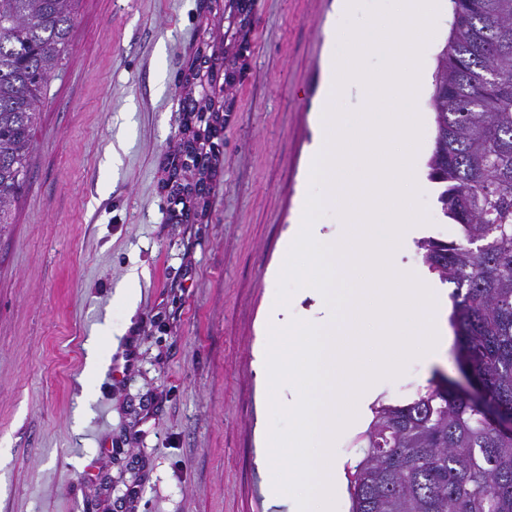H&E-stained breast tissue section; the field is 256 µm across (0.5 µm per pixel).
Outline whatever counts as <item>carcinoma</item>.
I'll return each instance as SVG.
<instances>
[{
  "label": "carcinoma",
  "mask_w": 512,
  "mask_h": 512,
  "mask_svg": "<svg viewBox=\"0 0 512 512\" xmlns=\"http://www.w3.org/2000/svg\"><path fill=\"white\" fill-rule=\"evenodd\" d=\"M77 0H0V225L27 182L32 133L70 43ZM453 23L434 79L430 177L458 226L424 240L422 261L453 285L460 364L479 401L440 378L373 408L364 456L347 466L351 512H512V0H451ZM217 115L186 126L183 168L216 172L205 151Z\"/></svg>",
  "instance_id": "carcinoma-1"
}]
</instances>
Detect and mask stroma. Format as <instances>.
I'll list each match as a JSON object with an SVG mask.
<instances>
[{
    "label": "stroma",
    "instance_id": "stroma-1",
    "mask_svg": "<svg viewBox=\"0 0 512 512\" xmlns=\"http://www.w3.org/2000/svg\"><path fill=\"white\" fill-rule=\"evenodd\" d=\"M335 6L252 0L221 165L181 224L164 185L182 81L228 24L204 0H80L0 226V512H268L255 352ZM133 272L131 310L115 293ZM437 375L466 386L456 344L381 380L382 398Z\"/></svg>",
    "mask_w": 512,
    "mask_h": 512
}]
</instances>
